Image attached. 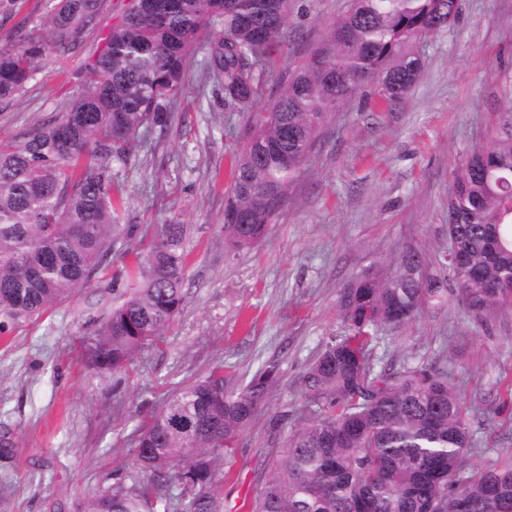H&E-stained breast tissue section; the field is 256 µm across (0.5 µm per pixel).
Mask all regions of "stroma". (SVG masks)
Returning a JSON list of instances; mask_svg holds the SVG:
<instances>
[{"mask_svg":"<svg viewBox=\"0 0 512 512\" xmlns=\"http://www.w3.org/2000/svg\"><path fill=\"white\" fill-rule=\"evenodd\" d=\"M131 0H103L99 27L68 55H49L14 100L0 102V141L62 112ZM52 0H0V42L38 32ZM347 0H293L284 55L266 71L253 113L224 110V91L202 63L169 104L165 132L118 168L133 232L121 235L90 288L39 319L0 336V512H85L100 488L130 470L135 429L183 384L223 366L233 383L278 362L280 381L265 408L228 452L226 512H251L307 396L303 377L332 339L346 335L339 292L385 268L406 247L448 248V195L472 153L489 146L512 102V0H460L446 29L422 49L416 84L391 110L357 96L326 121L310 162L290 189L267 239L236 253L224 245L230 162L245 130L265 112ZM188 226L186 299L157 346L125 371L88 368L82 341L93 327L87 303L145 250L159 224ZM382 361L447 368L474 432L467 459L484 468L512 448V305L477 316L456 297L426 306L411 323L383 332Z\"/></svg>","mask_w":512,"mask_h":512,"instance_id":"35a3bbf8","label":"stroma"}]
</instances>
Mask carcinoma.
<instances>
[{
	"label": "carcinoma",
	"instance_id": "carcinoma-1",
	"mask_svg": "<svg viewBox=\"0 0 512 512\" xmlns=\"http://www.w3.org/2000/svg\"><path fill=\"white\" fill-rule=\"evenodd\" d=\"M137 0L103 37L83 87L65 110L19 139L0 142V335L40 318L88 287L132 229L114 167L146 146L141 129L164 130L189 58L212 30L204 70L224 107L249 112L265 66L288 42L290 0H176L163 14ZM459 0H350L305 63L250 127L234 158L224 202L230 250L265 238L288 203L328 116L365 85L390 106L422 69L417 46L458 13ZM102 0H55L44 35L0 44V101L18 96L47 54H69L98 27ZM187 225L174 216L112 278L109 306L83 341L87 366L119 372L163 336L183 307ZM448 252L441 277L408 248L368 281L342 289L349 334L327 345L304 383L312 418L292 430L254 512H512V449L492 469L467 464L473 433L448 371L426 362L380 365V333L448 301V284L480 314L512 305V103L493 143L455 172L448 195ZM280 377L267 363L243 386L224 367L175 390L134 433V471L93 495L87 512H224V449Z\"/></svg>",
	"mask_w": 512,
	"mask_h": 512
}]
</instances>
